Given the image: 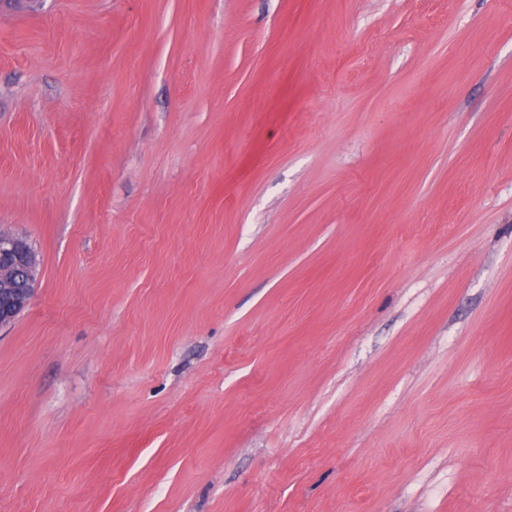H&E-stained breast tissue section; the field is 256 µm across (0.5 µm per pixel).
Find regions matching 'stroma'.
Returning <instances> with one entry per match:
<instances>
[{
    "label": "stroma",
    "mask_w": 512,
    "mask_h": 512,
    "mask_svg": "<svg viewBox=\"0 0 512 512\" xmlns=\"http://www.w3.org/2000/svg\"><path fill=\"white\" fill-rule=\"evenodd\" d=\"M0 512H512V0H0ZM35 281L36 262L29 242L22 236L1 233L0 325L12 321L29 305Z\"/></svg>",
    "instance_id": "1"
}]
</instances>
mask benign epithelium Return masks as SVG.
<instances>
[{
    "label": "benign epithelium",
    "instance_id": "7a95c632",
    "mask_svg": "<svg viewBox=\"0 0 512 512\" xmlns=\"http://www.w3.org/2000/svg\"><path fill=\"white\" fill-rule=\"evenodd\" d=\"M36 262L22 236L0 234V325L14 319L33 296Z\"/></svg>",
    "mask_w": 512,
    "mask_h": 512
}]
</instances>
